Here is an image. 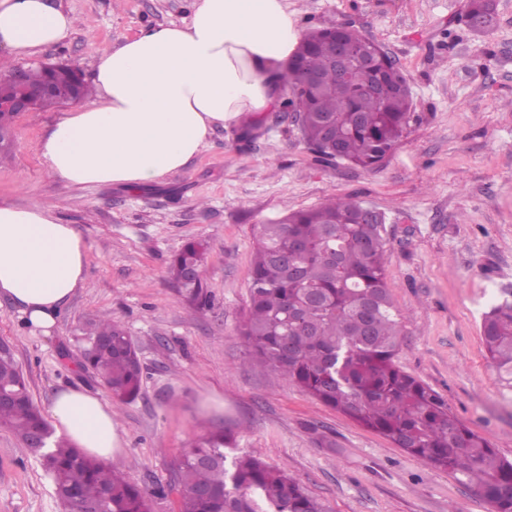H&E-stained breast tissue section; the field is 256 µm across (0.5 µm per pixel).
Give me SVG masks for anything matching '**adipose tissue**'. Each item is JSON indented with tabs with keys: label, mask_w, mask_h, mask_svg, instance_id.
Segmentation results:
<instances>
[{
	"label": "adipose tissue",
	"mask_w": 512,
	"mask_h": 512,
	"mask_svg": "<svg viewBox=\"0 0 512 512\" xmlns=\"http://www.w3.org/2000/svg\"><path fill=\"white\" fill-rule=\"evenodd\" d=\"M50 0H0V45L37 52L72 29ZM303 30L288 0H193L189 23L141 31L97 57L92 102L65 113L39 151L74 185L137 189L182 172L212 133L277 106L279 76ZM87 250L75 227L42 206L0 204V297L32 332L55 330L86 285ZM59 435L113 460L123 435L106 398L59 390L48 409Z\"/></svg>",
	"instance_id": "obj_1"
}]
</instances>
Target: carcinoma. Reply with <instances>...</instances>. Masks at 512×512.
<instances>
[{
	"mask_svg": "<svg viewBox=\"0 0 512 512\" xmlns=\"http://www.w3.org/2000/svg\"><path fill=\"white\" fill-rule=\"evenodd\" d=\"M465 14L496 23L495 0H466ZM336 25L304 38L283 70V81L307 109L299 131L317 156L363 168L379 167L414 119L417 104L405 78L386 56L364 76L375 93L354 92L336 81L315 43ZM324 73L321 92L305 86L303 74ZM71 99L61 83L44 98L45 109ZM360 203L333 199L256 228L249 304L241 335L256 363L280 374L312 398L339 410L404 451L472 484L492 512H512V461L448 411L428 386L402 372L394 356L402 314L386 283L385 231L359 219ZM194 280L183 296L207 303L206 247L189 242L174 257L170 274L185 267ZM508 297L482 316L486 350L499 374L512 380V287ZM83 368H89L112 399L127 403L140 394L142 366L125 328L110 318L79 327ZM17 402L0 406V426L28 445L35 430L49 428L35 406L11 350L0 351V391ZM68 512L97 506L102 512H152L149 492L110 465L64 439L35 450ZM180 512H329L299 482L237 447L233 432H215L184 455L177 474Z\"/></svg>",
	"mask_w": 512,
	"mask_h": 512,
	"instance_id": "cac0c4a2",
	"label": "carcinoma"
}]
</instances>
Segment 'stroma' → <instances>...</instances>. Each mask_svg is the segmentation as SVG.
Segmentation results:
<instances>
[{
	"label": "stroma",
	"mask_w": 512,
	"mask_h": 512,
	"mask_svg": "<svg viewBox=\"0 0 512 512\" xmlns=\"http://www.w3.org/2000/svg\"><path fill=\"white\" fill-rule=\"evenodd\" d=\"M192 0H52L75 24L38 52L0 47V76L59 63L91 81L96 58L142 29L183 25ZM465 0H288L301 27L352 21L405 74L416 118L384 165L322 162L297 126L269 112L217 129L188 167L137 190L75 186L52 176L38 146L74 102L14 121L0 158V202L53 208L87 247V286L49 336L32 333L0 298L9 343L30 393L48 410L55 393L103 386L81 367L75 330L109 314L135 343L139 397L113 402L124 432L115 464L138 486H164L153 512H174L184 454L231 429L239 448L296 479L332 512H489L470 485L398 448L251 361L240 334L257 225L331 197L386 216V279L401 312L395 357L437 392L449 412L512 460V382L491 364L483 312L512 284V0L476 36ZM190 240L207 245L208 307L181 297L169 277ZM0 512H65L37 455L0 427Z\"/></svg>",
	"instance_id": "1"
}]
</instances>
